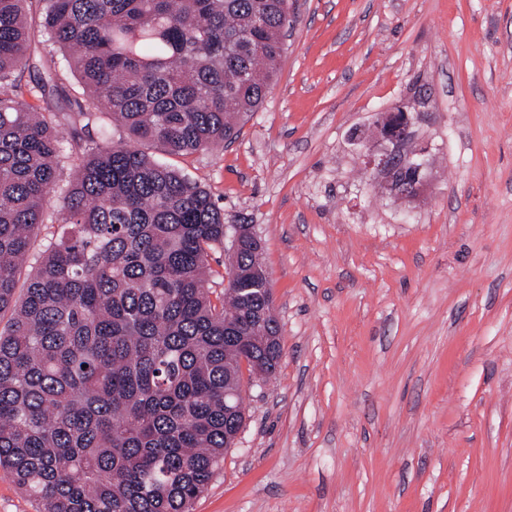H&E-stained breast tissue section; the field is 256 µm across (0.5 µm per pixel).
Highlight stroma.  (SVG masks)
<instances>
[{"mask_svg": "<svg viewBox=\"0 0 512 512\" xmlns=\"http://www.w3.org/2000/svg\"><path fill=\"white\" fill-rule=\"evenodd\" d=\"M236 139L146 152L252 225L283 356L194 512H512V0H290ZM417 102L419 201L349 143Z\"/></svg>", "mask_w": 512, "mask_h": 512, "instance_id": "35a3bbf8", "label": "stroma"}]
</instances>
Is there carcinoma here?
<instances>
[{
    "mask_svg": "<svg viewBox=\"0 0 512 512\" xmlns=\"http://www.w3.org/2000/svg\"><path fill=\"white\" fill-rule=\"evenodd\" d=\"M31 2L0 0V468L41 512H192L243 420L242 363L271 375L280 326L257 245L212 303L207 250L232 227L140 144L236 137L277 76L289 0H38V54ZM68 73L86 100L66 142ZM52 196L61 230L34 253Z\"/></svg>",
    "mask_w": 512,
    "mask_h": 512,
    "instance_id": "obj_1",
    "label": "carcinoma"
}]
</instances>
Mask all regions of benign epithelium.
I'll list each match as a JSON object with an SVG mask.
<instances>
[{"mask_svg": "<svg viewBox=\"0 0 512 512\" xmlns=\"http://www.w3.org/2000/svg\"><path fill=\"white\" fill-rule=\"evenodd\" d=\"M414 124V113L404 107L375 113L373 127L385 146L365 155L367 166L384 175V188L408 203L418 197L428 169L429 150L417 140Z\"/></svg>", "mask_w": 512, "mask_h": 512, "instance_id": "1", "label": "benign epithelium"}]
</instances>
